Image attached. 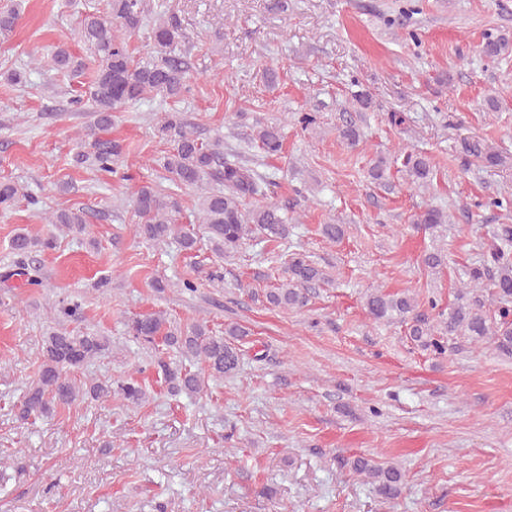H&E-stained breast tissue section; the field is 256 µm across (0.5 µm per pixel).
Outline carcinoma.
<instances>
[{
  "mask_svg": "<svg viewBox=\"0 0 512 512\" xmlns=\"http://www.w3.org/2000/svg\"><path fill=\"white\" fill-rule=\"evenodd\" d=\"M150 13L147 0H107L106 8H98L81 16L78 33L88 46L96 65L87 101L94 116L93 126L79 135L75 162L90 170L112 171V165L123 153V145L107 136L112 126V113L148 96L163 100H179L191 92L189 67L181 55L179 45L184 34L172 17L157 15L145 45V57L136 61L129 52V39L143 26ZM20 18L15 6L0 8V35L11 33ZM506 40L492 35L484 38L481 52L494 62L508 53ZM51 68L68 72L74 69L71 54L57 50L47 62ZM156 135L170 144V150L160 160L163 179L170 185L198 191L195 208L199 222L213 253L220 259L236 249L243 241L262 238L281 242L288 239L289 224L293 218L274 204L248 206L247 201L262 194L260 176L256 171L233 157L224 156V140L216 138L203 142L178 112H166L158 118ZM255 140L269 156H278L283 150V135L275 125L257 127ZM467 152L489 165H501L504 157L479 140L466 145ZM407 180L420 187L430 185L433 167L429 158L410 153L403 161ZM20 188L10 182L0 183V210L13 206ZM133 213L137 218L140 236L154 245L176 242L186 252L198 248L197 235L178 223L181 212L179 200L162 192L156 186L144 184L135 191ZM47 223L63 234L90 235L85 213L80 208L61 209L46 214ZM451 221L445 212L429 208L421 212L417 224H446ZM56 238H31L19 233L11 240L12 249L28 254L35 249L55 248ZM489 260L468 272V281L460 290L458 299L472 295L471 302L461 303L448 312L444 330L448 335H463L475 343L491 340L503 353L512 354V226L501 224L488 245ZM327 274L308 257L299 252L289 254L286 276L281 283L265 294L267 303L285 310L302 308L307 303V287L327 282ZM493 288L498 300L496 318L490 319L483 311L484 301L478 291L484 282ZM366 309L378 322H404L411 319L409 335L421 347L438 355L448 350L444 338L435 334L418 303L406 293L387 294L378 289L366 295ZM129 335L141 343H157L176 350L188 361L204 363L209 378L235 374L241 364V349L237 342L249 335L238 323L224 325V333L216 335L206 322H194L185 328L170 326L161 312L144 315L127 324ZM110 339L95 333H73L56 329L47 333L43 343L37 375L30 383L20 405V417L44 418L52 415L54 407L71 405L78 400H93L118 396L124 405L139 407L148 399V391L139 381L129 378L117 388L112 379L79 382L72 377L76 369L108 353ZM161 374L173 394H195L202 390L204 377L187 370L183 363L156 361ZM353 472L363 476L382 499H395L404 485V474L399 467L382 465L373 458L357 456L344 461Z\"/></svg>",
  "mask_w": 512,
  "mask_h": 512,
  "instance_id": "1",
  "label": "carcinoma"
}]
</instances>
